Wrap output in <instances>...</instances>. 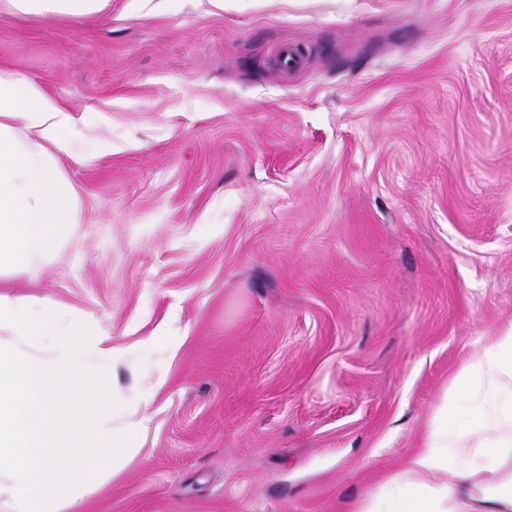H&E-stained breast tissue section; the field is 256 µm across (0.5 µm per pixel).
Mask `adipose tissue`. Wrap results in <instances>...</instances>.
<instances>
[{"mask_svg": "<svg viewBox=\"0 0 512 512\" xmlns=\"http://www.w3.org/2000/svg\"><path fill=\"white\" fill-rule=\"evenodd\" d=\"M112 0H0V16L79 22ZM84 124L18 70H0V282L38 265L81 221L61 159ZM349 512H512V325L477 353L399 470Z\"/></svg>", "mask_w": 512, "mask_h": 512, "instance_id": "ef3b65f1", "label": "adipose tissue"}]
</instances>
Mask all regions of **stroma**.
<instances>
[{
  "label": "stroma",
  "instance_id": "35a3bbf8",
  "mask_svg": "<svg viewBox=\"0 0 512 512\" xmlns=\"http://www.w3.org/2000/svg\"><path fill=\"white\" fill-rule=\"evenodd\" d=\"M0 68L111 124L10 291L147 419L83 512H348L512 325V0H112L0 17ZM112 0H1L0 16L80 22L106 11Z\"/></svg>",
  "mask_w": 512,
  "mask_h": 512
}]
</instances>
